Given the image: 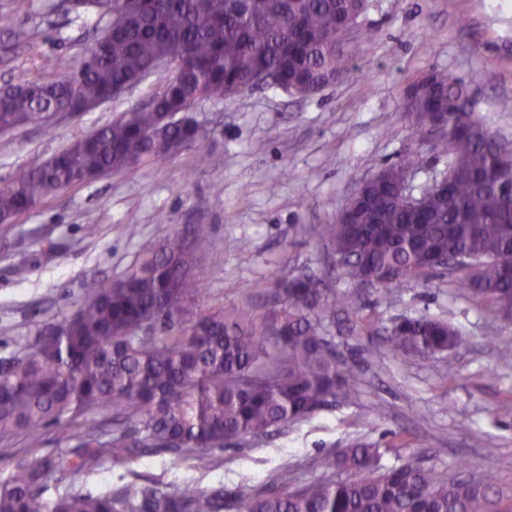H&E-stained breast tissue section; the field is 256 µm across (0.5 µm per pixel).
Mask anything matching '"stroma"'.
Wrapping results in <instances>:
<instances>
[{
	"label": "stroma",
	"mask_w": 512,
	"mask_h": 512,
	"mask_svg": "<svg viewBox=\"0 0 512 512\" xmlns=\"http://www.w3.org/2000/svg\"><path fill=\"white\" fill-rule=\"evenodd\" d=\"M63 3L30 0L17 14L12 0H0V88L52 78L60 58L79 66L100 22L94 11L78 16ZM359 24L375 31L373 52L354 53V76L320 94L260 88L199 104L195 118L210 131L207 165H197L192 148L94 179L0 224V362L14 356V337L63 322L87 280L121 278L168 227L211 225L215 254L196 270L207 305L245 300L254 281L274 272L327 275L330 259L313 228L332 223L360 182L415 149L404 94L429 70L465 80L481 73L475 111L512 142V0H366ZM160 85L156 75L51 128L0 135V182L144 103ZM91 219L93 236L84 230ZM333 286L358 305L326 322L337 357L356 373L348 398L260 443L211 450L210 470L189 455L149 450L128 464L64 469L47 499L71 487L117 490L136 473L230 491L246 471L261 490L285 465L304 482L318 477L315 460L357 441L381 448L387 468L420 457L452 471L464 461L476 472L494 469L512 488V416L497 411L512 400V321L459 295L446 273L403 283L391 307L373 287L339 279ZM421 313L449 321L465 344L444 357L392 355L384 345L392 319Z\"/></svg>",
	"instance_id": "obj_1"
}]
</instances>
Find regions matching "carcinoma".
<instances>
[{"label":"carcinoma","mask_w":512,"mask_h":512,"mask_svg":"<svg viewBox=\"0 0 512 512\" xmlns=\"http://www.w3.org/2000/svg\"><path fill=\"white\" fill-rule=\"evenodd\" d=\"M364 7L365 0H142L122 16L120 32L103 26L79 68L60 61L61 76L19 82L0 96V133L45 126L60 107L102 104L113 87L151 74L162 57L178 56V75L164 79L150 104L0 183V223L101 174L165 161L174 144L198 149L197 164H208L201 151L208 129L167 123L163 114L196 94L230 100L262 75L303 97L319 94L353 73L342 35ZM428 84L408 86L403 112L419 145L447 160L448 192H425L419 213L398 200L423 158L409 152L381 169L380 181L362 182L353 209L322 225L320 238L341 278L376 281L390 304L401 283L448 268L454 288L502 316L512 312V147L476 115L463 79L434 69ZM437 112L450 131L431 141ZM212 253L210 225L167 230L121 279L86 281L84 300L65 321L34 339L16 337L18 356L0 366V435L24 431L38 448L41 428L53 423L75 442L63 460L78 470L123 462L141 448L192 452L208 470L212 460L202 449L255 443L347 394L354 377L336 360L326 321L352 303L313 280L275 276L255 281L245 301L204 307L194 270ZM255 299L271 307L262 310ZM392 328L387 342L395 354H442L465 342L428 314L399 317ZM99 412L112 413L111 433L91 424L78 432L65 421ZM61 461L21 458L0 482V512H512V495L490 469L478 478L464 466L452 475L413 462L385 469L368 443L319 458L314 466L326 476L308 482L288 480L285 465L258 492L242 474L234 492L130 481L115 493L72 488L49 501Z\"/></svg>","instance_id":"carcinoma-1"}]
</instances>
